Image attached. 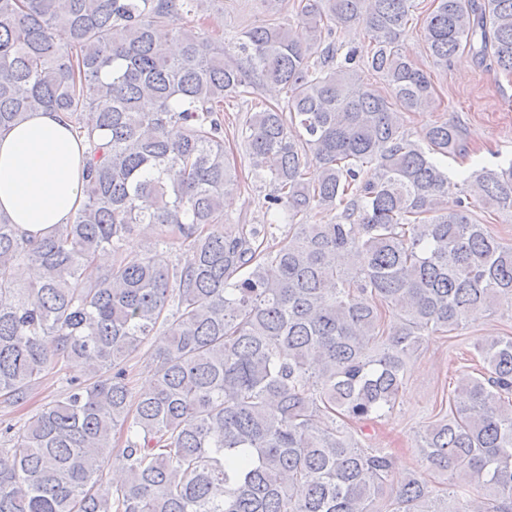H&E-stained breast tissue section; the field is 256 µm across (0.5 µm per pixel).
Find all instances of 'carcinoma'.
Returning <instances> with one entry per match:
<instances>
[{"instance_id":"1","label":"carcinoma","mask_w":512,"mask_h":512,"mask_svg":"<svg viewBox=\"0 0 512 512\" xmlns=\"http://www.w3.org/2000/svg\"><path fill=\"white\" fill-rule=\"evenodd\" d=\"M211 2L0 0V130L52 109L88 144L71 223L32 242L0 214V397L20 408L84 368L0 429V512H512V336L476 338L482 367L419 433L441 492L420 470L393 484V456L358 439L426 337L512 309V246L472 215L512 211V165L453 182L438 157L465 156L459 127L424 146L405 130L436 105L402 47L415 0H299L295 26L260 0L267 18L222 45L194 25ZM360 23L365 51L339 55ZM423 41L511 76L512 0H431ZM266 84L284 106L241 138L288 221L272 244L224 213V101ZM142 224L161 233L129 258ZM151 342L144 344L140 352L129 362L130 381L135 391L146 388L147 382L150 383L152 378L151 369ZM82 374L83 372H81L78 367L74 366L71 369V372H67V375H49L44 383H42L31 396V399L24 410H19L5 403L0 404V426L1 423L3 427L7 423L15 424L21 418H29L42 405L59 397L65 389V378L69 376H82Z\"/></svg>"}]
</instances>
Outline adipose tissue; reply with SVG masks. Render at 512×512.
Returning a JSON list of instances; mask_svg holds the SVG:
<instances>
[{
	"label": "adipose tissue",
	"mask_w": 512,
	"mask_h": 512,
	"mask_svg": "<svg viewBox=\"0 0 512 512\" xmlns=\"http://www.w3.org/2000/svg\"><path fill=\"white\" fill-rule=\"evenodd\" d=\"M86 152L66 115L39 110L0 133V213L38 240L84 200Z\"/></svg>",
	"instance_id": "obj_1"
}]
</instances>
